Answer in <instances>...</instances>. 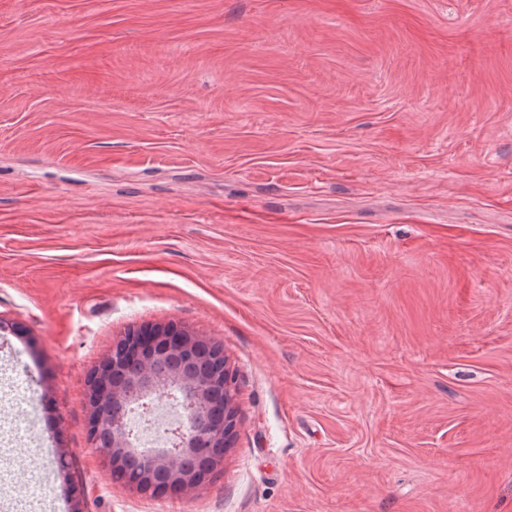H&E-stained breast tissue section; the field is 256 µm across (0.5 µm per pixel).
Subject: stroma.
<instances>
[{
	"mask_svg": "<svg viewBox=\"0 0 512 512\" xmlns=\"http://www.w3.org/2000/svg\"><path fill=\"white\" fill-rule=\"evenodd\" d=\"M15 468L82 512H512V0H0ZM222 349L188 495L88 440L128 329Z\"/></svg>",
	"mask_w": 512,
	"mask_h": 512,
	"instance_id": "1",
	"label": "stroma"
}]
</instances>
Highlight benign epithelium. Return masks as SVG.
Segmentation results:
<instances>
[{
	"label": "benign epithelium",
	"mask_w": 512,
	"mask_h": 512,
	"mask_svg": "<svg viewBox=\"0 0 512 512\" xmlns=\"http://www.w3.org/2000/svg\"><path fill=\"white\" fill-rule=\"evenodd\" d=\"M157 342L145 346L134 340L113 345L109 359L87 380L89 441L112 462V473L136 469L129 485L140 490L150 487L151 477L162 472L176 493L194 491L206 476L190 468L188 459L211 448L223 452L224 437L235 425V383L223 369V354L217 352L216 370L201 378L186 366L197 360L194 337L173 327L153 330ZM177 382L192 399L182 436L185 455L173 458L164 453L147 456L129 441L119 411L128 388L148 391L156 384Z\"/></svg>",
	"instance_id": "benign-epithelium-1"
}]
</instances>
